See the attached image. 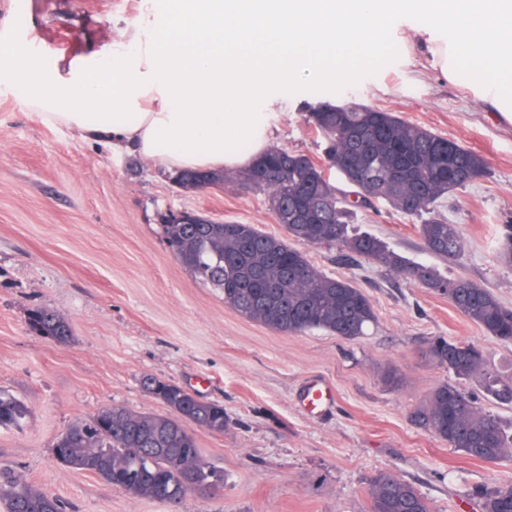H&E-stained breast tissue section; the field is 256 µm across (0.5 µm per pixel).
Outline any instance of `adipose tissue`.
I'll return each mask as SVG.
<instances>
[{
	"mask_svg": "<svg viewBox=\"0 0 512 512\" xmlns=\"http://www.w3.org/2000/svg\"><path fill=\"white\" fill-rule=\"evenodd\" d=\"M413 24L434 68L512 124V0H148L107 52L55 76L9 53L13 93L42 123L132 146L167 171L243 168L270 145V84H342L386 32Z\"/></svg>",
	"mask_w": 512,
	"mask_h": 512,
	"instance_id": "1",
	"label": "adipose tissue"
}]
</instances>
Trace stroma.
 <instances>
[{
    "instance_id": "1",
    "label": "stroma",
    "mask_w": 512,
    "mask_h": 512,
    "mask_svg": "<svg viewBox=\"0 0 512 512\" xmlns=\"http://www.w3.org/2000/svg\"><path fill=\"white\" fill-rule=\"evenodd\" d=\"M14 2L0 0V53L28 45L48 75L60 59L107 48L144 7L26 0L20 26ZM271 94L272 143L316 161L321 142L305 116L325 100L399 113L482 154L488 176L449 193L441 207L462 229L460 258L430 255L416 223L383 203L359 211L351 229L512 306V266L497 256L499 227L512 217V125L472 93L467 72L451 82L423 53L405 65L385 46L373 68L355 67L345 84L304 76L274 82ZM169 211L283 232L266 193L231 182L183 191L132 148L43 124L0 92V390L29 411L21 425L0 426V469L52 492L67 512H369L368 483L381 471L413 485L434 512H481L475 488L512 484V458H469L411 419L439 385L456 380L427 357L430 338L481 346L487 369L506 381L512 345L487 337L431 289L365 260L342 265L337 247L308 244L301 250L314 265L370 297L377 323L356 341L275 332L238 315L174 258L160 228ZM38 307L70 322L69 343L30 328ZM390 369L397 384L386 378ZM151 376L224 406L223 433L191 429L203 458L224 473L210 497L190 492L175 507L135 498L55 459L57 437L100 410L166 414L144 386ZM314 377L336 389L319 416L301 406Z\"/></svg>"
}]
</instances>
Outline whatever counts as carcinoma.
<instances>
[{
    "label": "carcinoma",
    "mask_w": 512,
    "mask_h": 512,
    "mask_svg": "<svg viewBox=\"0 0 512 512\" xmlns=\"http://www.w3.org/2000/svg\"><path fill=\"white\" fill-rule=\"evenodd\" d=\"M307 123L322 139L323 161L272 145L264 158L275 169L273 175L265 176L252 166L237 177L243 187L269 191L270 209L284 235L265 233L253 224L165 223L162 233L177 250L181 265L255 323L286 335L325 331L355 341L377 323L370 298L349 279L315 266L292 242L336 245L345 261L368 260L447 297L488 337L512 345V308L488 288L464 276L448 279L432 265L408 260L371 233L348 231L358 208L384 202L418 223L431 255L458 258L465 248L462 230L441 216L439 206L448 193L488 175L484 156L396 112L370 106L321 102L307 113ZM341 155L351 165L338 170L331 161ZM498 245L501 260L512 265V220L502 225ZM29 325L60 344L71 337L69 322L48 309L33 310ZM428 354L459 378L482 375L486 392L512 403V386L485 370L479 347L439 336L429 342ZM145 387L169 414L103 410L57 438L54 454L59 463L134 497L170 506L182 501L189 480L224 481V473L203 459L187 429L193 423L213 434L224 433V405L203 400L170 380L148 377ZM25 416L23 405L0 391V426L17 424ZM413 419L469 457H512V435L459 384L438 386ZM130 448L143 453L132 457ZM368 494L371 512H432L414 486L388 472L371 479ZM474 495L482 512H512L511 484L477 488ZM0 505L4 512H63L56 496L1 472Z\"/></svg>",
    "instance_id": "obj_1"
}]
</instances>
